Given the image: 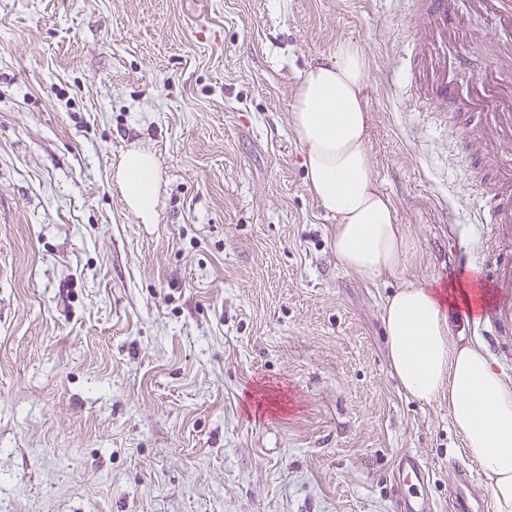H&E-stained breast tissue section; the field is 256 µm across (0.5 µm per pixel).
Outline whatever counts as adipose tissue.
Masks as SVG:
<instances>
[{
  "label": "adipose tissue",
  "instance_id": "ef3b65f1",
  "mask_svg": "<svg viewBox=\"0 0 512 512\" xmlns=\"http://www.w3.org/2000/svg\"><path fill=\"white\" fill-rule=\"evenodd\" d=\"M366 71L356 44H337L332 55L302 74L292 127L303 148L309 191L336 220L337 263L372 283L401 265L406 230L373 179L362 95ZM118 182L129 208L142 222L153 223L159 185L154 157L124 154ZM491 300L489 288L474 278L442 288L406 283L384 300L381 320L394 376L421 401L447 394L451 421L467 457L486 478L495 512H512V387L481 345L460 344L450 326L454 317L478 319Z\"/></svg>",
  "mask_w": 512,
  "mask_h": 512
}]
</instances>
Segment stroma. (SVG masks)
I'll return each instance as SVG.
<instances>
[{"label": "stroma", "instance_id": "obj_1", "mask_svg": "<svg viewBox=\"0 0 512 512\" xmlns=\"http://www.w3.org/2000/svg\"><path fill=\"white\" fill-rule=\"evenodd\" d=\"M414 0H0V512H494L447 398L392 375L380 318L402 283L470 274L512 237L462 206L512 155L484 126L487 50L512 39L454 0L468 57L429 105ZM357 43L373 175L407 231L376 283L341 270L306 186L298 77ZM154 156L158 218L116 183ZM512 386V326L483 336ZM429 478L402 481L399 462Z\"/></svg>", "mask_w": 512, "mask_h": 512}]
</instances>
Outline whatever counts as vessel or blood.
Here are the masks:
<instances>
[{
  "mask_svg": "<svg viewBox=\"0 0 512 512\" xmlns=\"http://www.w3.org/2000/svg\"><path fill=\"white\" fill-rule=\"evenodd\" d=\"M451 0H417L411 25L425 51L427 69L425 88L433 92L435 104L448 100V15ZM494 125L486 135L498 145L512 148V109L493 115ZM474 223L487 222L512 230V165L498 168L489 185L485 203L472 211ZM498 302L494 307L496 322H512V263H497L488 277Z\"/></svg>",
  "mask_w": 512,
  "mask_h": 512,
  "instance_id": "b4317fda",
  "label": "vessel or blood"
}]
</instances>
